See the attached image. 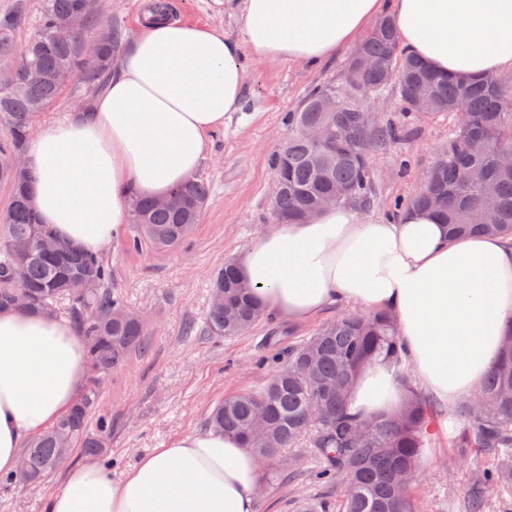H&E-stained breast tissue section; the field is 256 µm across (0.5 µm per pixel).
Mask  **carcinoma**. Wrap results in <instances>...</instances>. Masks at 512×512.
<instances>
[{
    "instance_id": "carcinoma-1",
    "label": "carcinoma",
    "mask_w": 512,
    "mask_h": 512,
    "mask_svg": "<svg viewBox=\"0 0 512 512\" xmlns=\"http://www.w3.org/2000/svg\"><path fill=\"white\" fill-rule=\"evenodd\" d=\"M97 14L95 0H40L38 30L19 53L14 42L17 17L0 18V60L13 61L14 69L11 85L0 87V126L6 130L0 158L26 152L36 117L62 94L60 72L79 73L89 86L99 85L109 74L122 34L107 26L105 38L96 39ZM359 50L372 59L373 68L361 70L350 58L343 88H322L288 113L291 134L272 162L281 183L272 206L274 221H308L321 210L323 199L334 196L338 206H370L372 153L404 137L406 129L364 111L358 98L386 94V76L394 72L398 96L409 111L446 115L449 125L442 156L412 195L394 202V210L431 211L448 225L452 237H511L512 163L507 155L512 153V78L488 74L468 81L440 74L399 50L389 18L375 24ZM0 183L10 188L9 204L0 216V310L17 307L15 284L22 281L24 309L65 311L79 325L89 363L97 368L71 412L32 440L23 455L25 474L0 475V488L6 489L18 481L40 482L74 448L90 459L107 454L112 422L107 414L96 413L100 384L144 348L147 330L143 319L112 292L111 269L98 255L70 244L61 255L38 249V239L56 235L39 222L30 204L29 172L0 165ZM209 195V185L192 178L170 192L177 206L135 199L129 246L139 248L144 236L159 248L182 244L187 226L199 223ZM22 253L26 258L20 263ZM74 277L87 283L83 292L68 288ZM212 293L226 297L220 305L210 302L206 314V326L216 335L239 336L263 318L231 263L217 273ZM402 354L391 315L344 313L308 339L276 352L275 375L254 391L218 403L209 424L270 460L297 447L309 432L315 478L331 481L344 472L350 475L340 512H417L409 489L442 411L416 392L395 418H359L347 406L350 386L369 361L397 363ZM448 421V443L460 459L478 453L494 456V469L478 471L473 483L471 512H481L488 491L512 492V329L479 393L449 407ZM298 509L332 512L334 506L313 498Z\"/></svg>"
}]
</instances>
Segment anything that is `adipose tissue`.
Masks as SVG:
<instances>
[{"label":"adipose tissue","mask_w":512,"mask_h":512,"mask_svg":"<svg viewBox=\"0 0 512 512\" xmlns=\"http://www.w3.org/2000/svg\"><path fill=\"white\" fill-rule=\"evenodd\" d=\"M386 13L404 48L440 72L475 80L512 71V0H242L240 43L147 13L93 109L33 136L25 163L40 221L101 251L121 236L134 197L168 195L198 172L207 133L244 94L242 52L313 66ZM236 266L264 312L288 321L337 303L395 314L413 381L368 363L349 396L361 417L391 415L410 386L444 406L474 394L512 323V243L449 239L429 214L373 223L331 206L261 234ZM87 374L71 322L0 311V474L17 473L25 440L73 407ZM260 479L251 449L208 428L142 456L119 481L93 462L71 470L46 512H257Z\"/></svg>","instance_id":"adipose-tissue-1"}]
</instances>
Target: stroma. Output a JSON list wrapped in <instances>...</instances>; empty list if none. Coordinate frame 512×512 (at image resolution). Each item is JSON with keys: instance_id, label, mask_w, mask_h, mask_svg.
<instances>
[{"instance_id": "35a3bbf8", "label": "stroma", "mask_w": 512, "mask_h": 512, "mask_svg": "<svg viewBox=\"0 0 512 512\" xmlns=\"http://www.w3.org/2000/svg\"><path fill=\"white\" fill-rule=\"evenodd\" d=\"M172 3L175 18L242 41L241 0ZM351 55V50H341L315 67L247 61L242 108L207 135L198 177L211 193L199 224L174 249L146 243L133 250L121 237L103 251L113 292L148 323L146 349L133 353L102 384L100 407L112 419L108 471L113 480L122 479L153 449L206 426L212 408L225 397L260 387L276 370L272 353L312 336L342 314V307L336 306L302 324L264 319L230 339L205 329L215 271L275 226L271 160L288 139L287 113L317 88L342 86ZM360 104L364 111L400 120L412 129L410 138L373 156L374 203L360 215L385 222L393 217V201L413 193L434 164L439 146L448 139V119L407 113L393 90L379 97L362 96ZM424 457L411 485L421 512H469L472 467L461 463L449 447L445 424H437ZM84 461L81 450L73 449L65 467L42 482H19L0 490V512H45L46 499L61 487L68 469ZM288 462L287 479L259 487V512H298L299 503L311 497L342 500L346 479L315 482L309 448L290 452Z\"/></svg>"}]
</instances>
